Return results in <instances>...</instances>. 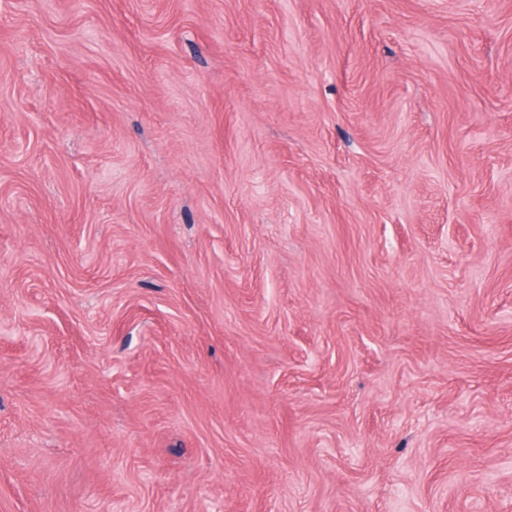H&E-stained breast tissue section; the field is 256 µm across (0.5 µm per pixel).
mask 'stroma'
Segmentation results:
<instances>
[{"label":"stroma","mask_w":512,"mask_h":512,"mask_svg":"<svg viewBox=\"0 0 512 512\" xmlns=\"http://www.w3.org/2000/svg\"><path fill=\"white\" fill-rule=\"evenodd\" d=\"M0 512H512V0H0Z\"/></svg>","instance_id":"1"}]
</instances>
